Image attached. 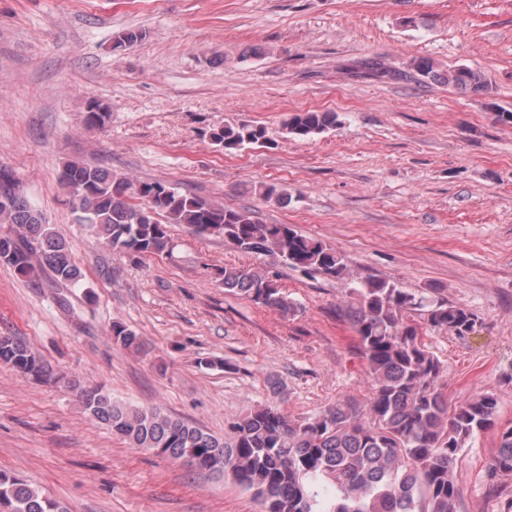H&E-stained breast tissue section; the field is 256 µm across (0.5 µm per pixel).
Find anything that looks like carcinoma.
Instances as JSON below:
<instances>
[{"label":"carcinoma","instance_id":"1","mask_svg":"<svg viewBox=\"0 0 512 512\" xmlns=\"http://www.w3.org/2000/svg\"><path fill=\"white\" fill-rule=\"evenodd\" d=\"M371 76H394L385 63H361ZM421 79L474 95L488 93L484 75L467 67L442 70L428 57L410 63ZM107 106L93 102L83 123L102 128ZM340 124L331 111L296 112L285 121L286 134L305 139ZM219 151L273 143L262 123L224 124L210 132ZM59 184L81 223L106 245L125 252L156 254L167 248L169 224H186L204 237H219L247 253H271L292 269L338 280L351 279L345 258L319 239L299 233L291 224H265L249 208L234 209L183 194L162 181L136 183L102 166L66 163ZM264 202L283 205L288 189L265 182L255 188ZM165 221H160V218ZM0 262L14 268L34 287L79 285L80 268L69 243L58 236L31 204L18 181H0ZM50 272L43 283L39 270ZM224 290L295 316L300 305L269 276L250 269H224ZM336 315L349 322L357 349L373 381L368 409L340 402L304 419H291L277 405H267L232 422L224 440L174 418L158 407H131L98 386L80 390L84 410L112 435L134 448L181 459L197 471L229 475L252 492L263 512H457L458 489L453 470L467 440L490 429L497 395L486 392L454 405L441 386L445 371L419 340L413 317L434 330L466 336L477 326L470 309L437 295V289L411 292L397 283L369 277L348 288ZM114 342L138 348L136 334L112 324ZM41 381L54 379L47 364L24 340L0 336V364ZM492 472L512 474V427L500 431ZM0 504L9 512H67L58 501L25 480L0 471Z\"/></svg>","mask_w":512,"mask_h":512}]
</instances>
